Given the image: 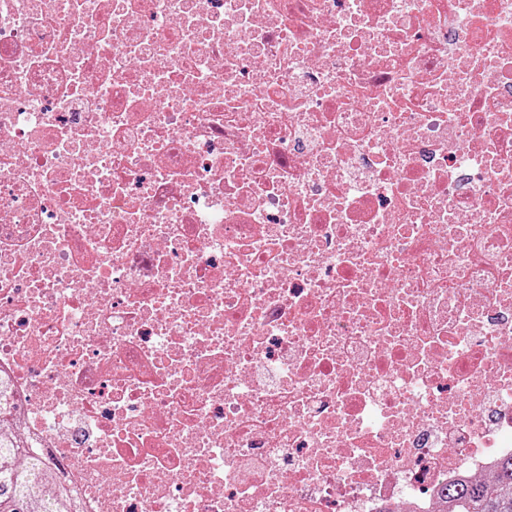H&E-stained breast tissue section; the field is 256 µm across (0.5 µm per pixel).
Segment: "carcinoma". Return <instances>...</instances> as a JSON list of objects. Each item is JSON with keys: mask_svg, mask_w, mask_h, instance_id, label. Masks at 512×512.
Masks as SVG:
<instances>
[{"mask_svg": "<svg viewBox=\"0 0 512 512\" xmlns=\"http://www.w3.org/2000/svg\"><path fill=\"white\" fill-rule=\"evenodd\" d=\"M447 512H512V458L497 465L491 483L461 481L443 486ZM78 492L63 483L60 468L29 446L25 436H0V512H79Z\"/></svg>", "mask_w": 512, "mask_h": 512, "instance_id": "obj_1", "label": "carcinoma"}]
</instances>
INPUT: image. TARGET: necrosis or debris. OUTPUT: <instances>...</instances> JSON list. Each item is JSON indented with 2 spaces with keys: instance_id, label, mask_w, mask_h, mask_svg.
Returning <instances> with one entry per match:
<instances>
[{
  "instance_id": "necrosis-or-debris-1",
  "label": "necrosis or debris",
  "mask_w": 512,
  "mask_h": 512,
  "mask_svg": "<svg viewBox=\"0 0 512 512\" xmlns=\"http://www.w3.org/2000/svg\"><path fill=\"white\" fill-rule=\"evenodd\" d=\"M84 512H440L512 456V0H0V376Z\"/></svg>"
}]
</instances>
